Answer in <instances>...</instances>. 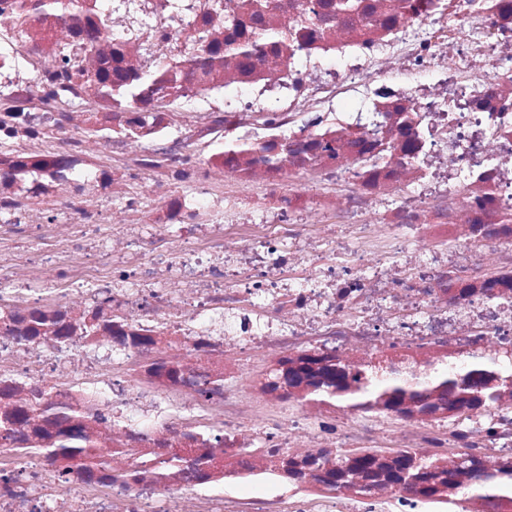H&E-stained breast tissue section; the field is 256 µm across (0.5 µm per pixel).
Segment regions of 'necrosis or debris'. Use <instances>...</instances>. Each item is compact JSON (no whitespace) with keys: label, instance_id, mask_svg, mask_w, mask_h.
Listing matches in <instances>:
<instances>
[{"label":"necrosis or debris","instance_id":"necrosis-or-debris-1","mask_svg":"<svg viewBox=\"0 0 512 512\" xmlns=\"http://www.w3.org/2000/svg\"><path fill=\"white\" fill-rule=\"evenodd\" d=\"M247 2L0 0V512H512V0Z\"/></svg>","mask_w":512,"mask_h":512}]
</instances>
